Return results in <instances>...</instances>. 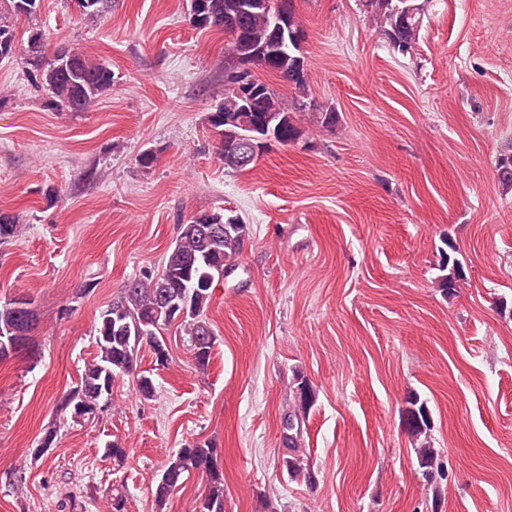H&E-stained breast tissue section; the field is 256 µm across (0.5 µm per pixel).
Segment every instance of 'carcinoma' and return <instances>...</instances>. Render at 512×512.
<instances>
[{"label": "carcinoma", "mask_w": 512, "mask_h": 512, "mask_svg": "<svg viewBox=\"0 0 512 512\" xmlns=\"http://www.w3.org/2000/svg\"><path fill=\"white\" fill-rule=\"evenodd\" d=\"M277 0H205L208 25L222 26L228 18H243V31L224 29L228 37L227 51L239 59L250 61L259 42L276 37L271 25V15ZM363 13L377 26L378 33L393 52L411 53L419 43L425 3L428 0H359ZM79 18L93 21L101 16L108 0H93V6L84 7L75 0ZM8 12H0V59L14 58L20 54L12 17L33 18L37 14L39 0H9ZM44 35L33 32L27 41L24 63L39 71V84L50 95V105L58 112H82L100 95L112 87V70L104 62L91 60L83 51L69 48L64 51L65 65L60 66L43 53ZM260 69L278 76L294 89L305 92L307 68L302 50L288 42L281 54L273 57ZM249 82L260 90L251 111L243 108L241 84L233 67L224 69V101L217 113L210 117V125L220 136L218 155L224 168L245 171L252 164L242 162L238 152L226 145L228 132L247 136L256 120L267 118L277 128L283 145L295 144L304 139L303 121L325 131L334 132L340 124V113L333 106L310 107L300 101L286 105L275 87L248 72ZM497 179L502 189L512 191V149L499 154L496 160ZM201 224H222L226 231L221 235L204 236ZM21 225L17 216L0 212V244L18 236ZM251 227L238 215L223 212H202L178 225L174 247L168 251L162 270L157 275H145L127 280L118 295L101 312L97 325V355L87 363L76 386L66 393L56 405V414L66 418L70 410L66 406L81 403L94 410L112 401V388L122 376L136 378L141 395L154 393L152 376L137 370L138 353L149 346L156 363L165 365L160 347L164 340L162 330L176 324L189 336L192 360L204 370L212 357L217 338L205 311L212 298L215 282L223 278V271L231 269L250 239ZM439 249L438 288L445 295L457 292L464 280V267L457 254L459 247L450 238L443 240ZM14 302L0 305V327L10 326L11 331L0 335V362L17 353V348L32 349L30 332L36 321L33 310H13ZM293 405L282 418L283 445L286 453L282 466L290 480H302L316 484V473L304 463L302 449V424L316 402V390L311 382L297 372L293 378ZM402 409L404 430L410 436L418 471L432 492V512H438L441 502L437 479L444 478V465L440 450L434 447L431 431V412L427 400L410 391L404 398ZM195 471L206 479V494L198 512H226L224 503V468L218 462L216 444L210 440L197 441L178 449L170 455L159 475L170 484L156 485L155 500L163 505L170 495L183 485L186 475Z\"/></svg>", "instance_id": "obj_1"}]
</instances>
